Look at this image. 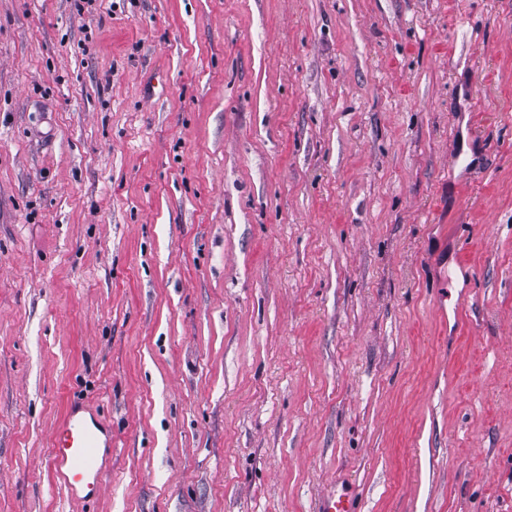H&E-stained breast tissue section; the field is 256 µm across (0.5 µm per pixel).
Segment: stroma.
Returning a JSON list of instances; mask_svg holds the SVG:
<instances>
[{
	"instance_id": "obj_1",
	"label": "stroma",
	"mask_w": 512,
	"mask_h": 512,
	"mask_svg": "<svg viewBox=\"0 0 512 512\" xmlns=\"http://www.w3.org/2000/svg\"><path fill=\"white\" fill-rule=\"evenodd\" d=\"M330 490L512 512V0H0V512ZM79 413L80 408L71 405L53 430L51 460L71 499L84 502L97 497L104 488L112 438L109 452L102 451L100 433L104 423L96 413H91L90 422Z\"/></svg>"
}]
</instances>
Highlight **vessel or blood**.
<instances>
[{"mask_svg": "<svg viewBox=\"0 0 512 512\" xmlns=\"http://www.w3.org/2000/svg\"><path fill=\"white\" fill-rule=\"evenodd\" d=\"M99 419H86L79 407H69L63 421L53 430L52 463L72 500L98 496L108 472V453L101 449ZM318 512H358L354 499L330 491L321 497Z\"/></svg>", "mask_w": 512, "mask_h": 512, "instance_id": "b4317fda", "label": "vessel or blood"}]
</instances>
